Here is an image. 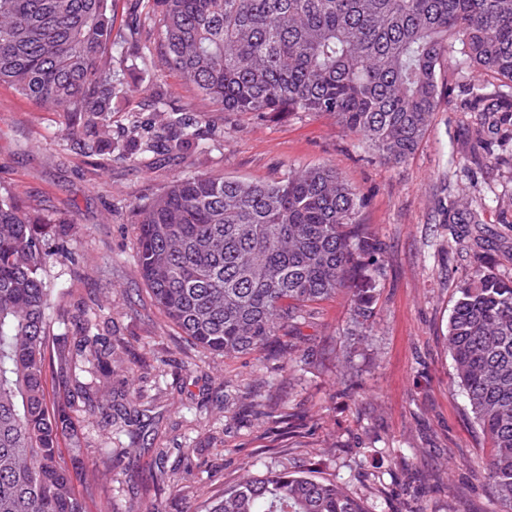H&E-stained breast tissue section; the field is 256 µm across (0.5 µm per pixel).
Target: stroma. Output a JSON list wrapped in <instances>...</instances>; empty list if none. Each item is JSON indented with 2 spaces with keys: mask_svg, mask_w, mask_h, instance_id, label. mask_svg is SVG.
Returning <instances> with one entry per match:
<instances>
[{
  "mask_svg": "<svg viewBox=\"0 0 512 512\" xmlns=\"http://www.w3.org/2000/svg\"><path fill=\"white\" fill-rule=\"evenodd\" d=\"M168 90L167 109L205 115L199 149L181 158L147 153L129 165L70 148L58 112L0 86V192L76 227L79 269L50 263L45 279L60 309L76 305L119 340L112 388L139 394L131 423L104 428L83 405L72 411L80 448L65 456L90 465L112 450L86 512H188L237 483L244 469L313 468L343 483L368 512H495L478 466L488 442L475 425L448 354L457 285L477 269L512 278V112L485 133L471 106L483 78L450 58L448 86L418 149L390 164L321 112H218L153 45ZM130 93L112 115L120 131L145 110L146 75H126ZM330 165L358 193V223L386 246L376 314L347 356L346 294L311 307L295 329L237 358L191 346L154 305L136 263L137 207L177 176L206 173L277 183ZM466 234L452 240L449 229ZM260 394L281 423L256 417ZM146 433L147 444L131 442ZM164 482H157L158 467Z\"/></svg>",
  "mask_w": 512,
  "mask_h": 512,
  "instance_id": "1",
  "label": "stroma"
}]
</instances>
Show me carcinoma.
Masks as SVG:
<instances>
[{
	"instance_id": "obj_1",
	"label": "carcinoma",
	"mask_w": 512,
	"mask_h": 512,
	"mask_svg": "<svg viewBox=\"0 0 512 512\" xmlns=\"http://www.w3.org/2000/svg\"><path fill=\"white\" fill-rule=\"evenodd\" d=\"M111 0H0V85L62 112L75 150L112 154V112L127 61L168 64L226 112H323L380 158L400 163L432 124L441 64L456 54L494 81L473 101L512 112V0H134L116 55ZM199 121L176 110L134 119L117 159L181 157ZM360 199L331 166L282 183L178 176L138 206L137 265L157 308L192 344L226 358L295 327L306 308L347 293L351 331L366 333L379 296L383 243L356 223ZM71 225L51 224L0 192V512H85L59 447L79 443L73 386L87 363L108 377L116 348L89 334L49 333L50 260L78 268ZM448 353L490 448L484 461L497 512H512V280L477 270L457 289ZM52 368L58 389L46 388ZM192 512H366L339 481L269 466Z\"/></svg>"
}]
</instances>
